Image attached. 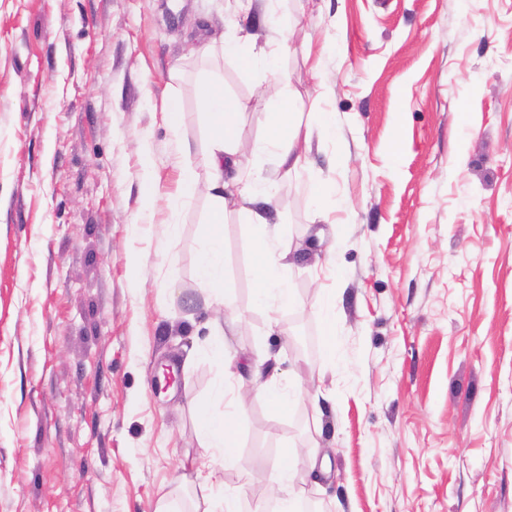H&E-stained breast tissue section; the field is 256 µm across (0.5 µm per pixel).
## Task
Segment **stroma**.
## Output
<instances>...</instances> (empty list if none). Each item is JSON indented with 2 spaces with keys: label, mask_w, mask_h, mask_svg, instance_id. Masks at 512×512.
<instances>
[{
  "label": "stroma",
  "mask_w": 512,
  "mask_h": 512,
  "mask_svg": "<svg viewBox=\"0 0 512 512\" xmlns=\"http://www.w3.org/2000/svg\"><path fill=\"white\" fill-rule=\"evenodd\" d=\"M237 4L0 0V512H156L164 494L187 512L199 408L225 363L267 349L283 379L321 373L328 391L276 407L241 374L216 495L262 499L280 464L300 512H512V0H291L282 68L298 111L335 113L336 139L298 173L263 165L298 253L278 325L254 301L253 230L225 213L228 332L197 278L209 197L167 200L206 147L200 79L245 103L249 154L277 102L271 76L197 53L269 38L260 0L245 18ZM320 190L340 205L321 242ZM219 330L221 362L205 353ZM311 448L331 461L316 485ZM324 335H336V312H335V295L333 293H325L321 305L318 310Z\"/></svg>",
  "instance_id": "obj_1"
}]
</instances>
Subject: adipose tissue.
I'll list each match as a JSON object with an SVG mask.
<instances>
[{"instance_id":"ef3b65f1","label":"adipose tissue","mask_w":512,"mask_h":512,"mask_svg":"<svg viewBox=\"0 0 512 512\" xmlns=\"http://www.w3.org/2000/svg\"><path fill=\"white\" fill-rule=\"evenodd\" d=\"M264 23L274 33L269 48L259 50L249 38L235 37L217 47L216 52L235 59L243 69L264 70L280 86H287L291 79L280 71L279 57L293 33L280 27L274 11H265ZM197 100L207 124L208 146L204 163L211 189V215L199 254L197 275L208 292L209 300L223 305L226 323L232 326L238 316L233 296L224 283L225 172H234L240 209L255 230L252 263L256 301L277 311L290 307L294 296L281 283L285 254L279 249L280 228L272 223L268 211L273 203L270 182L240 152L234 117L242 105L225 94L223 83L216 77H207L199 82ZM335 132V113L313 112L307 121H299L292 97L283 95L268 114L262 148L275 153L280 166L291 173L304 167L313 138H330ZM197 430L203 447L218 449L223 468L234 469L237 465L238 432L231 413L202 409ZM297 502L294 476L292 472L281 469L272 473L269 494L256 504L253 512H296Z\"/></svg>"}]
</instances>
